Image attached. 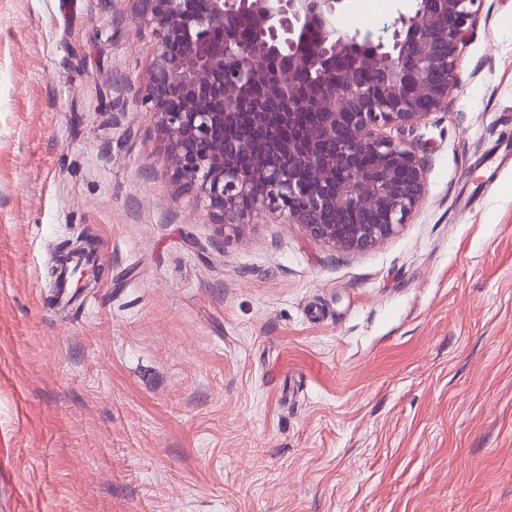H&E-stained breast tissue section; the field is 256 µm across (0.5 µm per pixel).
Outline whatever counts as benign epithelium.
I'll use <instances>...</instances> for the list:
<instances>
[{"instance_id":"benign-epithelium-1","label":"benign epithelium","mask_w":512,"mask_h":512,"mask_svg":"<svg viewBox=\"0 0 512 512\" xmlns=\"http://www.w3.org/2000/svg\"><path fill=\"white\" fill-rule=\"evenodd\" d=\"M132 2L157 36L145 92L176 175L223 235L267 210L341 252L400 231L426 176L384 130L448 105L477 0H416L389 44L339 29L344 0Z\"/></svg>"}]
</instances>
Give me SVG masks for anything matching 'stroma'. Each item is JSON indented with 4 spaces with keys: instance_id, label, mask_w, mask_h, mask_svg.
Segmentation results:
<instances>
[{
    "instance_id": "obj_1",
    "label": "stroma",
    "mask_w": 512,
    "mask_h": 512,
    "mask_svg": "<svg viewBox=\"0 0 512 512\" xmlns=\"http://www.w3.org/2000/svg\"><path fill=\"white\" fill-rule=\"evenodd\" d=\"M346 0L390 40L413 0ZM130 0H0V512H512V0H479L399 233L243 235L175 175ZM101 277L50 303L56 248Z\"/></svg>"
}]
</instances>
